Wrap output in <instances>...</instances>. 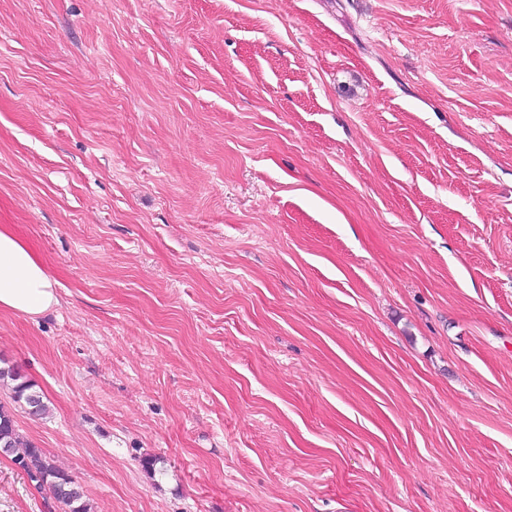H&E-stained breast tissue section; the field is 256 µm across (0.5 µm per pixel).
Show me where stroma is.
<instances>
[{"label":"stroma","mask_w":512,"mask_h":512,"mask_svg":"<svg viewBox=\"0 0 512 512\" xmlns=\"http://www.w3.org/2000/svg\"><path fill=\"white\" fill-rule=\"evenodd\" d=\"M0 224L90 512H512V0H0ZM58 304L55 281L10 224L0 225V312L40 316Z\"/></svg>","instance_id":"35a3bbf8"}]
</instances>
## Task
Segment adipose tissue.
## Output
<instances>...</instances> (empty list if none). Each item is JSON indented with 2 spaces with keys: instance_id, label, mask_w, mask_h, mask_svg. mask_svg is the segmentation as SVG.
I'll return each instance as SVG.
<instances>
[{
  "instance_id": "adipose-tissue-1",
  "label": "adipose tissue",
  "mask_w": 512,
  "mask_h": 512,
  "mask_svg": "<svg viewBox=\"0 0 512 512\" xmlns=\"http://www.w3.org/2000/svg\"><path fill=\"white\" fill-rule=\"evenodd\" d=\"M54 280L11 225H0V312L40 316L57 305Z\"/></svg>"
}]
</instances>
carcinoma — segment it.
Here are the masks:
<instances>
[{"instance_id":"obj_1","label":"carcinoma","mask_w":512,"mask_h":512,"mask_svg":"<svg viewBox=\"0 0 512 512\" xmlns=\"http://www.w3.org/2000/svg\"><path fill=\"white\" fill-rule=\"evenodd\" d=\"M10 379L13 386V400L23 404L29 413L35 416L46 414L48 407L43 396L34 389V384L23 379L13 367L0 368V380ZM21 445L19 434L11 414L0 407V451L8 454ZM15 461L29 475L37 487L50 492L62 512H88V504L82 500V494L74 478L57 469L41 451L31 445L26 446L22 455L15 456Z\"/></svg>"}]
</instances>
